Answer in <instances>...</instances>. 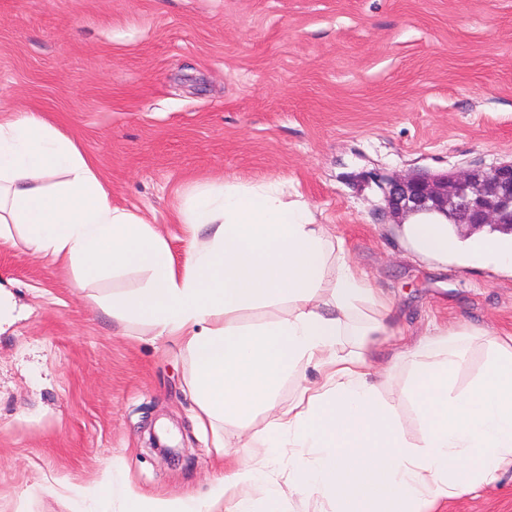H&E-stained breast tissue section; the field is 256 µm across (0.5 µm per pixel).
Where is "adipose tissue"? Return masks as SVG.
Instances as JSON below:
<instances>
[{
    "label": "adipose tissue",
    "instance_id": "ef3b65f1",
    "mask_svg": "<svg viewBox=\"0 0 512 512\" xmlns=\"http://www.w3.org/2000/svg\"><path fill=\"white\" fill-rule=\"evenodd\" d=\"M180 220L209 226L210 235L192 244L179 271L151 224L113 206L72 139L32 112L0 121V243L20 229L34 253L71 267L78 288L147 271L140 288L113 297V318L181 340L208 422L233 419L250 441L291 450L283 486L265 461L234 458L218 436L215 452L228 463L205 490L156 497L107 474L74 488L82 512H213L219 504L225 512H256L244 489L260 482L269 499L316 497L330 512H432L512 468V335L489 339L483 369L461 392L456 375L469 360L471 331L435 326L394 352L393 362L411 361L401 396L420 437L410 441L396 405L372 381L373 348L401 333L394 303L307 205L287 200L278 184L223 185L198 192ZM399 235L424 258L512 269V235L463 239L438 216L413 217ZM271 305L282 309L271 320L239 317ZM347 334L358 336V348L342 356L336 346ZM301 365L317 368L321 381L278 408L280 387ZM260 411L272 420L251 431Z\"/></svg>",
    "mask_w": 512,
    "mask_h": 512
}]
</instances>
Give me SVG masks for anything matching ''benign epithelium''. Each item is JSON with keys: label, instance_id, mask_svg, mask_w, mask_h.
I'll return each mask as SVG.
<instances>
[{"label": "benign epithelium", "instance_id": "7a95c632", "mask_svg": "<svg viewBox=\"0 0 512 512\" xmlns=\"http://www.w3.org/2000/svg\"><path fill=\"white\" fill-rule=\"evenodd\" d=\"M387 185L388 209L397 217L439 213L470 232L491 225L512 233V162L395 176Z\"/></svg>", "mask_w": 512, "mask_h": 512}]
</instances>
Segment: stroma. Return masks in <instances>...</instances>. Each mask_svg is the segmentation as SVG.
I'll use <instances>...</instances> for the list:
<instances>
[{
    "label": "stroma",
    "mask_w": 512,
    "mask_h": 512,
    "mask_svg": "<svg viewBox=\"0 0 512 512\" xmlns=\"http://www.w3.org/2000/svg\"><path fill=\"white\" fill-rule=\"evenodd\" d=\"M31 110L72 138L114 206L144 217L175 266L207 226L177 214L200 189L274 182L342 238L393 301L400 326L512 334V277L408 255L380 178L512 161V0H0V112ZM132 272L72 286L22 236L0 245L18 317L0 331V512H75L105 474L177 497L223 473L214 434L263 458L234 422L201 427L194 364L173 336L120 323L102 302ZM388 346L379 392L396 403L410 366ZM180 458L151 448L157 423ZM438 512H512V471Z\"/></svg>",
    "instance_id": "stroma-1"
}]
</instances>
